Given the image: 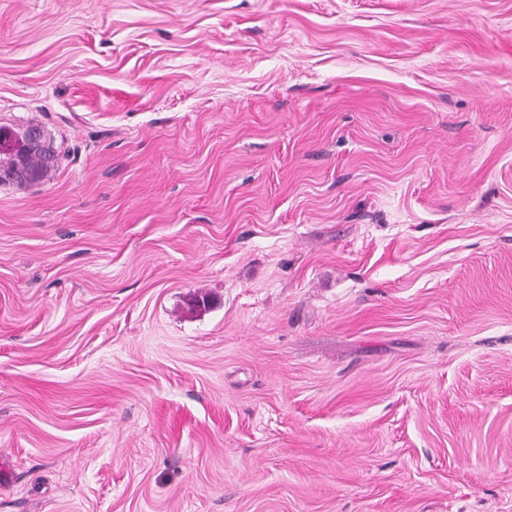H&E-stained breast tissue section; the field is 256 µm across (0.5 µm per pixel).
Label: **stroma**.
Masks as SVG:
<instances>
[{
  "label": "stroma",
  "instance_id": "obj_1",
  "mask_svg": "<svg viewBox=\"0 0 512 512\" xmlns=\"http://www.w3.org/2000/svg\"><path fill=\"white\" fill-rule=\"evenodd\" d=\"M0 512H512V0H0ZM46 146L45 136L38 128L30 129L24 138L17 142V135L11 129H0V152H21L22 154L40 152Z\"/></svg>",
  "mask_w": 512,
  "mask_h": 512
}]
</instances>
